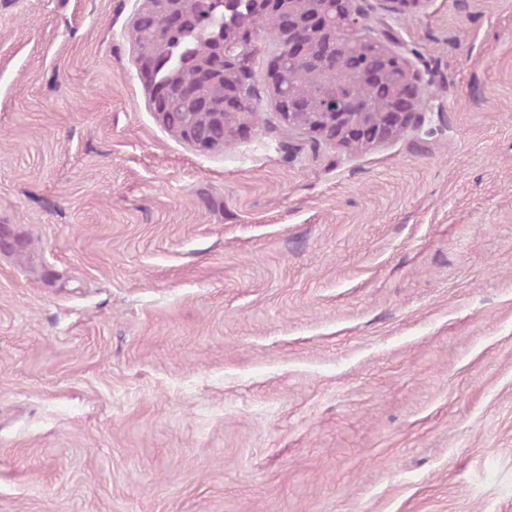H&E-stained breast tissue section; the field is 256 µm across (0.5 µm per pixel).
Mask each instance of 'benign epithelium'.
Wrapping results in <instances>:
<instances>
[{"label": "benign epithelium", "mask_w": 512, "mask_h": 512, "mask_svg": "<svg viewBox=\"0 0 512 512\" xmlns=\"http://www.w3.org/2000/svg\"><path fill=\"white\" fill-rule=\"evenodd\" d=\"M293 3L295 0H224V15L226 27L210 37L212 51L224 61V72L241 76L242 85L234 90L224 91V111L222 112H184L183 125L176 130L183 139L191 141L198 148L210 149L209 141L200 140L195 134V126L205 121L209 124L227 128L230 118L244 113V108L253 104V100L242 93L244 85L248 84L253 51L258 35L239 24L242 11L257 17L266 12L283 13L282 25L288 29V37L292 40V53L298 59H304L309 53V46L315 39L314 29L322 24L330 25L334 18L330 11L334 10L335 0H302L308 5V15L305 20L294 26L290 23L291 14L285 13L283 3ZM387 11L394 15L420 10L429 0H383ZM166 52L169 56L178 57L180 65L195 68L202 72L212 68L209 59L198 55L189 48L198 34L195 26L184 22L181 16H171L165 24ZM280 61L278 54L270 56L265 74V81L270 87L273 100H278L279 85L275 82L276 72ZM141 72L151 91L153 112L162 123L166 122L169 113L165 82L155 80L152 70L145 61H140ZM405 78L402 85L394 94L395 105L385 111L375 109L373 102L366 97H360L350 102H333L328 99H318L311 107L319 110L320 124L310 125L312 113L294 111L293 101H288V111L280 113L282 121L288 125V130L312 137H320L335 141L347 149H357L376 142L388 140L407 128L416 120L420 100L418 74L408 63H403Z\"/></svg>", "instance_id": "1"}]
</instances>
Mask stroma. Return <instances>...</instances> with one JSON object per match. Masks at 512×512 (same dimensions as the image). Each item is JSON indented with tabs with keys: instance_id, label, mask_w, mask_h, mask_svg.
<instances>
[{
	"instance_id": "obj_1",
	"label": "stroma",
	"mask_w": 512,
	"mask_h": 512,
	"mask_svg": "<svg viewBox=\"0 0 512 512\" xmlns=\"http://www.w3.org/2000/svg\"><path fill=\"white\" fill-rule=\"evenodd\" d=\"M143 0H0V512H512V0L392 30L414 125L156 118Z\"/></svg>"
}]
</instances>
